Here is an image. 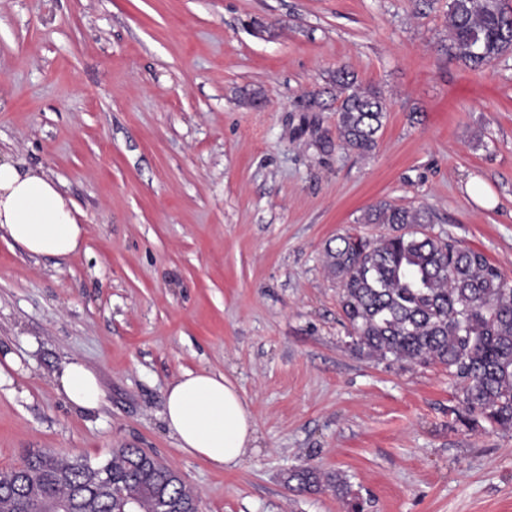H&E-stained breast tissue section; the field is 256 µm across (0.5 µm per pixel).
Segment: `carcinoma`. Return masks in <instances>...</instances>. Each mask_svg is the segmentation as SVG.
I'll return each instance as SVG.
<instances>
[{
	"label": "carcinoma",
	"mask_w": 512,
	"mask_h": 512,
	"mask_svg": "<svg viewBox=\"0 0 512 512\" xmlns=\"http://www.w3.org/2000/svg\"><path fill=\"white\" fill-rule=\"evenodd\" d=\"M445 49L472 70L512 51L508 0H448ZM336 105V146L372 154L388 103L362 86L347 67L332 87L305 99L308 110ZM365 224H386L377 239L341 235L325 251V266L340 283V306L353 342L379 359L437 365L461 386L463 420L512 429V284L480 250L428 231L431 213L389 202L370 207ZM299 491L348 493L339 473L315 467L291 472ZM202 512L200 497L173 468L141 448H118L103 466L65 460L45 450L25 457L20 470L0 471V512H37L36 500H75L76 512Z\"/></svg>",
	"instance_id": "carcinoma-1"
}]
</instances>
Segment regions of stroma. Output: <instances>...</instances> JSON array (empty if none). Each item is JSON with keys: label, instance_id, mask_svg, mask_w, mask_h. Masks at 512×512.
Segmentation results:
<instances>
[{"label": "stroma", "instance_id": "obj_1", "mask_svg": "<svg viewBox=\"0 0 512 512\" xmlns=\"http://www.w3.org/2000/svg\"><path fill=\"white\" fill-rule=\"evenodd\" d=\"M448 0H0V161L52 179L79 248L31 256L0 231V471L29 450L106 464L156 453L203 512H512V430L463 425L437 366L371 358L342 323L326 244L379 237L366 208L428 207L431 231L512 282V54L445 46ZM267 28L255 35L243 23ZM388 100L367 157L319 142L309 91L338 66ZM479 179L482 195L467 183ZM84 363L87 413L59 392ZM225 374L258 446L231 470L163 420L184 372ZM342 473L346 498L289 472ZM59 390L70 402L86 411L97 410L104 398L96 375L80 362H71L64 367Z\"/></svg>", "mask_w": 512, "mask_h": 512}]
</instances>
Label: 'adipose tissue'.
<instances>
[{"mask_svg":"<svg viewBox=\"0 0 512 512\" xmlns=\"http://www.w3.org/2000/svg\"><path fill=\"white\" fill-rule=\"evenodd\" d=\"M0 230L29 255L57 257L75 252L84 233L74 202L54 181L8 162L0 163ZM59 389L86 411L104 398L96 375L79 362L64 367ZM163 417L178 448L219 467L241 464L256 440L249 404L221 373H183L165 393Z\"/></svg>","mask_w":512,"mask_h":512,"instance_id":"obj_1","label":"adipose tissue"}]
</instances>
